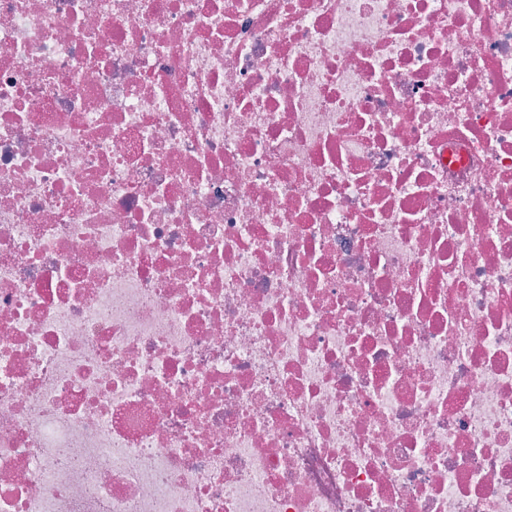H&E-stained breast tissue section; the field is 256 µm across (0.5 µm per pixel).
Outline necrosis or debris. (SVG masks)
Returning a JSON list of instances; mask_svg holds the SVG:
<instances>
[{
	"label": "necrosis or debris",
	"mask_w": 512,
	"mask_h": 512,
	"mask_svg": "<svg viewBox=\"0 0 512 512\" xmlns=\"http://www.w3.org/2000/svg\"><path fill=\"white\" fill-rule=\"evenodd\" d=\"M0 512H512V0H0Z\"/></svg>",
	"instance_id": "1"
}]
</instances>
